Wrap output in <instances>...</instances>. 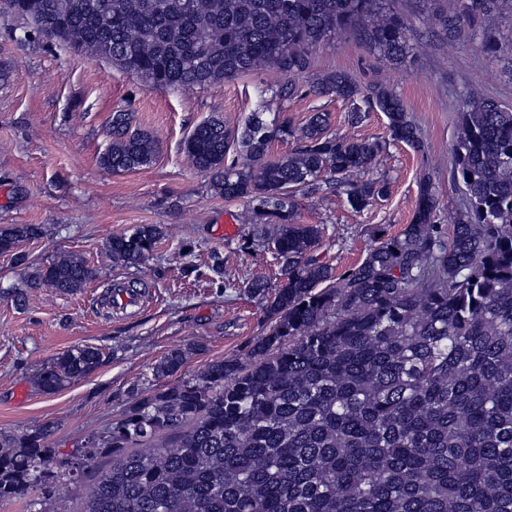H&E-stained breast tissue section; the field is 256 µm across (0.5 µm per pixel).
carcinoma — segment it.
<instances>
[{
    "instance_id": "1",
    "label": "carcinoma",
    "mask_w": 512,
    "mask_h": 512,
    "mask_svg": "<svg viewBox=\"0 0 512 512\" xmlns=\"http://www.w3.org/2000/svg\"><path fill=\"white\" fill-rule=\"evenodd\" d=\"M416 8L452 42L491 32L501 0H454L446 12ZM12 13L76 54L104 60L141 82L193 91L265 69L285 81L310 67L311 49L358 36L396 65L409 27L387 0H5ZM383 112L389 137L417 152L420 129L383 84L344 72L310 86ZM112 115L100 157L114 173L152 163L157 140ZM452 177L463 206L438 223L440 202L422 176L412 223L377 238L363 260L336 274L312 254L322 224L295 223L297 196L344 187L361 211L388 193L366 177L386 142L328 131L324 112L297 130L259 104L239 131L210 117L184 144L192 168L226 200L245 203L253 237L283 263L271 290L256 278L244 293L265 302L267 332L250 350L211 361L159 392H136L86 460L112 456L80 512H512V108L470 89L457 112ZM293 152L267 159L272 141ZM36 224L0 227V254L23 264ZM162 230L144 224L107 250L126 267L145 263ZM94 270L69 254L35 269L29 286L74 292ZM187 351L155 367L173 375ZM102 352L75 346L46 363L38 387L54 393L92 373ZM167 433V446L153 444ZM51 428L0 434V498L50 475Z\"/></svg>"
}]
</instances>
